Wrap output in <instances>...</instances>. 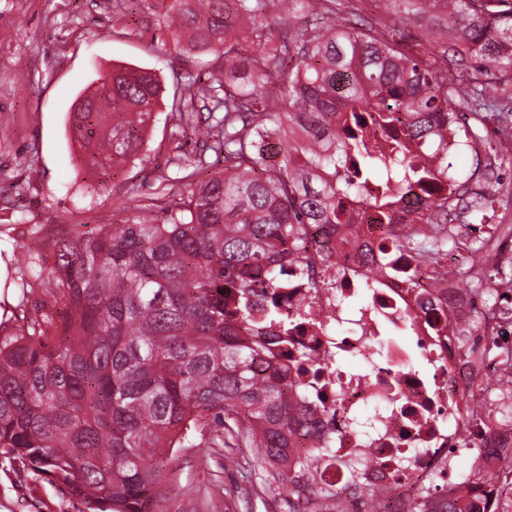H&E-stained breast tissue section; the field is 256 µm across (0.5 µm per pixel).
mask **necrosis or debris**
Instances as JSON below:
<instances>
[{
    "label": "necrosis or debris",
    "instance_id": "1",
    "mask_svg": "<svg viewBox=\"0 0 512 512\" xmlns=\"http://www.w3.org/2000/svg\"><path fill=\"white\" fill-rule=\"evenodd\" d=\"M386 234L361 224L351 241L307 249L278 289L288 323L271 355L291 368L293 448L331 449L317 477L344 497L345 464H361L386 512H404L408 495L439 478L472 512H503L506 498L485 475L512 452V421L487 427L471 415L490 368L462 336L470 296L455 278L432 284L406 256L378 251ZM368 245L373 260H353ZM348 356L362 370L344 369ZM467 452L475 467L450 469L449 456Z\"/></svg>",
    "mask_w": 512,
    "mask_h": 512
}]
</instances>
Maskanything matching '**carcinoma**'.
Wrapping results in <instances>:
<instances>
[{"label":"carcinoma","instance_id":"cac0c4a2","mask_svg":"<svg viewBox=\"0 0 512 512\" xmlns=\"http://www.w3.org/2000/svg\"><path fill=\"white\" fill-rule=\"evenodd\" d=\"M378 16L342 14L340 0H173L176 44L224 61L191 97L209 109L224 171L164 201L165 224H101L58 246L52 266L27 254V270L64 314H23L0 335V457L68 487L82 512H155L154 488L176 448H248L259 483L287 495L288 512H379L372 492L336 498L315 486L318 459L288 468L295 417L286 361L262 364L257 340L283 322L276 288L317 233L387 224L388 243L430 279L446 275L450 225L479 214L487 174L476 161L461 177L446 133L466 131L459 107L493 89L512 112V0H373ZM285 32L264 23L269 5ZM321 7L318 26L291 19ZM421 30L430 51L413 57L393 18ZM467 66V89L448 84V62ZM161 91L152 72L112 68L73 134L88 166L135 159ZM377 184L364 195L368 182ZM448 184L417 210L397 198ZM485 246L468 270L493 310L498 288L481 279ZM493 336L486 352L512 394V354ZM497 480L512 499V457Z\"/></svg>","mask_w":512,"mask_h":512}]
</instances>
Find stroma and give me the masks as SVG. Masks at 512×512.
Instances as JSON below:
<instances>
[{"label": "stroma", "instance_id": "35a3bbf8", "mask_svg": "<svg viewBox=\"0 0 512 512\" xmlns=\"http://www.w3.org/2000/svg\"><path fill=\"white\" fill-rule=\"evenodd\" d=\"M170 0H0V331L20 310L44 308L41 288L23 289L27 271L15 247L53 258L60 239L101 224L163 219L152 199L188 195L168 159L181 153L197 180L222 170L208 150L200 102L172 111L174 95L208 82L219 59L175 48L166 27ZM115 66L153 71L162 87L157 121L141 160L117 165L106 189L88 168L72 133L75 104L99 75ZM488 190L490 217L470 224L471 238L493 225H512V169L496 171ZM224 449L182 448L162 469L163 512H282L280 499L260 493L225 467ZM67 487L0 458V512H79Z\"/></svg>", "mask_w": 512, "mask_h": 512}]
</instances>
